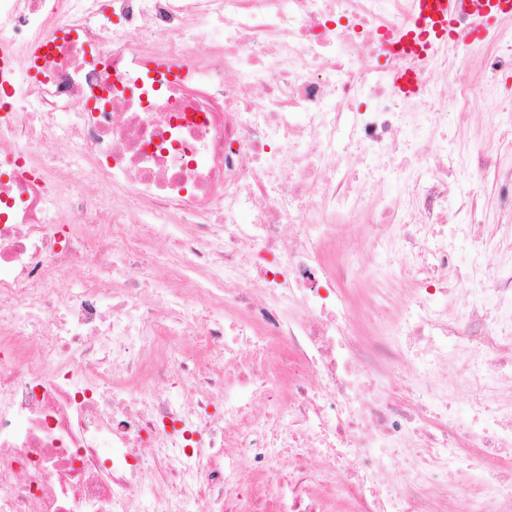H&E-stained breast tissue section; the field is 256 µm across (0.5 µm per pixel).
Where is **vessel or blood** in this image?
Wrapping results in <instances>:
<instances>
[{
	"instance_id": "vessel-or-blood-1",
	"label": "vessel or blood",
	"mask_w": 512,
	"mask_h": 512,
	"mask_svg": "<svg viewBox=\"0 0 512 512\" xmlns=\"http://www.w3.org/2000/svg\"><path fill=\"white\" fill-rule=\"evenodd\" d=\"M464 13L473 17L474 31L458 29L457 18ZM507 16H512V0H419L399 46L405 54L424 59L444 44H469L474 32L487 31Z\"/></svg>"
}]
</instances>
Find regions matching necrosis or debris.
I'll list each match as a JSON object with an SVG mask.
<instances>
[{
    "mask_svg": "<svg viewBox=\"0 0 512 512\" xmlns=\"http://www.w3.org/2000/svg\"><path fill=\"white\" fill-rule=\"evenodd\" d=\"M413 6L0 0V512H254L242 459L276 492L261 512H512L495 463L512 448V108L494 94L512 22L476 59L441 48L408 99L394 76L417 61L388 47ZM476 109L488 120L458 146ZM383 179L399 192L364 204ZM133 212L171 262L115 247ZM347 224L398 269L359 262ZM487 249L490 270L473 259ZM88 266L89 287L64 288ZM160 273L175 287L145 303ZM362 284L383 302L364 346L344 315ZM272 349L287 372L252 388ZM411 350L417 392H378ZM443 364L459 393L430 381ZM283 448L325 467L282 486Z\"/></svg>",
    "mask_w": 512,
    "mask_h": 512,
    "instance_id": "obj_1",
    "label": "necrosis or debris"
}]
</instances>
